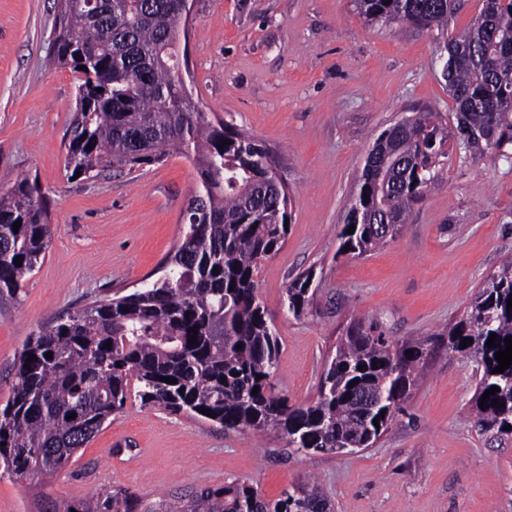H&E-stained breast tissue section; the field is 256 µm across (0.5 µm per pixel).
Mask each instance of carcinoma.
<instances>
[{
  "mask_svg": "<svg viewBox=\"0 0 512 512\" xmlns=\"http://www.w3.org/2000/svg\"><path fill=\"white\" fill-rule=\"evenodd\" d=\"M354 4L371 24L408 22L441 31L448 63L442 75L455 104L453 124H442L435 112H416L373 143L375 159L364 164L339 233V251L360 257L394 239L381 234L380 225L402 231L425 198L438 158L488 150L512 163V0H482L459 31L449 30V23L462 0ZM183 26L172 0H58L52 58L79 74L77 88L83 91L69 132L71 175L130 173L176 154L192 163L201 203L167 261L168 275L130 294L95 300L30 337L17 358L11 395L0 408V465L19 482L67 465L122 409L133 381L145 404L208 418L228 430L275 433L291 448L321 453H336L346 444L368 448L403 410L414 372L428 354L427 339L393 344L376 324L358 321L336 347L317 400L291 405L287 395L274 391L278 340L257 299L256 276L259 262L287 234L288 199L265 165L269 153L227 124L215 127L180 85L175 42ZM51 239L49 201L36 183L22 178L0 191V294L24 286ZM313 279L305 273L286 288L288 312L296 317L312 302ZM509 300L511 259L448 330L453 352L472 339L465 350L482 364L476 424L501 436H512V366L503 373L492 370L499 366L495 353L512 338ZM195 326L194 335L189 329ZM493 333L496 346L490 348L486 342ZM194 337L197 343H189ZM493 386L500 391L480 409ZM496 399L503 406L494 404ZM140 507L139 497L106 490L78 503L55 502L48 512H139ZM327 509L316 487L286 490L267 501L253 485L234 482L176 500L160 512Z\"/></svg>",
  "mask_w": 512,
  "mask_h": 512,
  "instance_id": "carcinoma-1",
  "label": "carcinoma"
}]
</instances>
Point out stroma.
Masks as SVG:
<instances>
[{"label":"stroma","mask_w":512,"mask_h":512,"mask_svg":"<svg viewBox=\"0 0 512 512\" xmlns=\"http://www.w3.org/2000/svg\"><path fill=\"white\" fill-rule=\"evenodd\" d=\"M57 0H0V190L24 176L50 200V247L16 296L0 294V406L30 336L96 299L162 277L196 187L178 155L91 179L65 167L78 75L51 61ZM443 38L415 25H368L353 0H193L192 98L209 119L274 154L289 227L258 270L279 338L275 388L316 400L348 327L376 323L392 343L431 340L402 412L371 447L320 453L224 429L130 396L58 473L0 477V512H43L121 488L153 506L235 481L266 499L318 483L331 512H512V436L480 432L482 374L442 336L512 256V164L477 154L441 160L401 235L353 257L338 234L376 138L426 108L454 121L438 57ZM313 271V304L293 316L288 285Z\"/></svg>","instance_id":"stroma-1"}]
</instances>
